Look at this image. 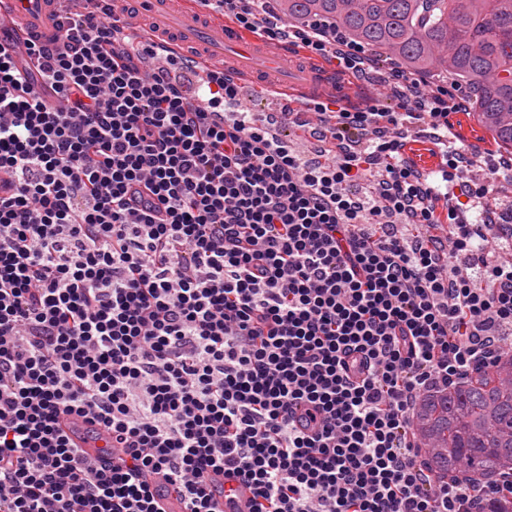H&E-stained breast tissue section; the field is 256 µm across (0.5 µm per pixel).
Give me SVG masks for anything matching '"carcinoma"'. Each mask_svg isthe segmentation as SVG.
<instances>
[{
  "instance_id": "obj_1",
  "label": "carcinoma",
  "mask_w": 512,
  "mask_h": 512,
  "mask_svg": "<svg viewBox=\"0 0 512 512\" xmlns=\"http://www.w3.org/2000/svg\"><path fill=\"white\" fill-rule=\"evenodd\" d=\"M281 12L298 25L333 22L348 40L433 81L481 86L470 108L499 147L512 148V0H284ZM413 431L439 477L476 488L512 473V355L426 395Z\"/></svg>"
}]
</instances>
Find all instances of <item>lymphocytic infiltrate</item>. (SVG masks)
Instances as JSON below:
<instances>
[{
	"mask_svg": "<svg viewBox=\"0 0 512 512\" xmlns=\"http://www.w3.org/2000/svg\"><path fill=\"white\" fill-rule=\"evenodd\" d=\"M112 2L63 9L60 46L30 35L34 75L0 46V512H160L151 471L187 512H215L218 472L250 512H484L427 473L412 413L505 352L512 259L481 258L470 224L383 230L481 197L451 137L440 186L388 163L415 112L447 126L453 94L403 96L363 152L367 112L319 103L342 155L305 164L217 121L223 68L192 100L177 55L149 68ZM380 165L377 193L354 192ZM70 413L110 431L111 465L71 445Z\"/></svg>",
	"mask_w": 512,
	"mask_h": 512,
	"instance_id": "f902f5d3",
	"label": "lymphocytic infiltrate"
}]
</instances>
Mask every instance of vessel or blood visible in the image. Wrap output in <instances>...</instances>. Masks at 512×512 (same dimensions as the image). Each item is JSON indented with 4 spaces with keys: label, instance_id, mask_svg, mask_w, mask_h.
I'll return each mask as SVG.
<instances>
[{
    "label": "vessel or blood",
    "instance_id": "1",
    "mask_svg": "<svg viewBox=\"0 0 512 512\" xmlns=\"http://www.w3.org/2000/svg\"><path fill=\"white\" fill-rule=\"evenodd\" d=\"M58 0H6L0 6V38L18 30L53 35L58 20ZM155 34L168 41L171 50L192 57L195 65H206L208 59H220L228 76L249 91L271 95L282 91L292 98L291 108L307 110V99L313 90L332 94L340 104L350 105L364 96L362 87L349 78L327 71L320 64L298 67L294 56L281 45L270 44L260 31L239 33L224 20L207 21L197 5L174 11L171 0H152ZM402 153L412 168L422 173L434 171L439 159L431 155L424 139L405 144ZM88 422L77 414L65 416L63 429L71 443L92 457L105 459L111 452V436L99 432L89 439ZM152 488L157 491L161 512H186L183 497L164 479L153 475ZM252 495L251 488L236 478L224 481V492L216 496L218 512H244V504Z\"/></svg>",
    "mask_w": 512,
    "mask_h": 512
}]
</instances>
